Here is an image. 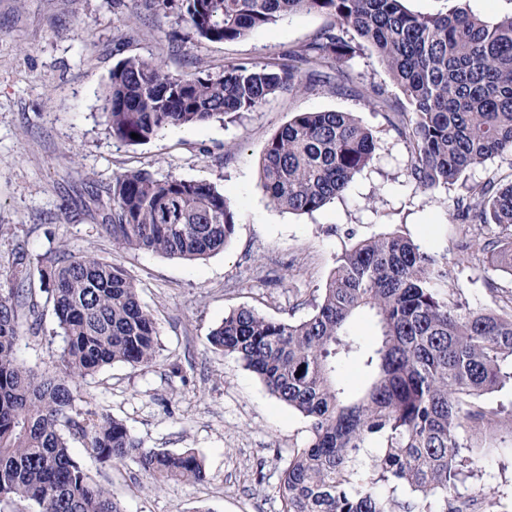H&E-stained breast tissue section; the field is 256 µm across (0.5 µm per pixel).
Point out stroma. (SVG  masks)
Masks as SVG:
<instances>
[{
    "label": "stroma",
    "instance_id": "obj_1",
    "mask_svg": "<svg viewBox=\"0 0 512 512\" xmlns=\"http://www.w3.org/2000/svg\"><path fill=\"white\" fill-rule=\"evenodd\" d=\"M136 0H0V274L16 244L34 256L60 244L90 249L125 267L139 299L157 321L159 353L148 368L123 363L86 377L73 412L122 420L146 447L193 451L206 477L149 489L131 461L104 463L70 436L73 457L121 503L124 512H280L277 485L293 449L309 437V420L272 395L243 364L208 342L213 328L241 307L300 321L312 311L337 255L358 241L391 232L428 251L447 252L451 288L476 309L512 308V277L482 278V261L464 249V228L444 205L407 176L408 151L382 113L353 93L321 88L280 94L238 118L171 127L144 144L112 138L104 99L120 60L152 56L175 74L198 68L221 73L247 59L263 66L289 46L333 23L332 15L300 12L236 42L197 38L180 20L179 4L127 17ZM182 39L184 54L170 50ZM300 112H352L376 131L372 164L345 193L319 210L274 207L260 185L268 140ZM147 169L214 184L238 214L224 250L187 261L116 250L104 228L106 191L115 174ZM45 312L38 331H24L17 357L36 374L59 372L63 346ZM500 447L480 459L465 491L512 496V423L502 422Z\"/></svg>",
    "mask_w": 512,
    "mask_h": 512
}]
</instances>
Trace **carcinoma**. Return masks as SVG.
I'll return each mask as SVG.
<instances>
[{
    "label": "carcinoma",
    "mask_w": 512,
    "mask_h": 512,
    "mask_svg": "<svg viewBox=\"0 0 512 512\" xmlns=\"http://www.w3.org/2000/svg\"><path fill=\"white\" fill-rule=\"evenodd\" d=\"M180 2L181 18L210 42L242 40L301 11H326L336 22L261 67L240 60L220 74L178 75L151 56L121 60L105 95L112 138L143 144L171 126L251 112L283 92H352L342 66L367 50L403 99L375 83L358 95L390 111L388 124L409 151L408 177L437 201L465 187L451 213L478 236L465 248L476 247L484 271L512 277V181H465L473 168L512 158V14L485 21L460 5L414 13L405 0ZM376 143L351 112H299L268 141L261 187L275 207L312 213L372 163ZM106 208L113 248L185 260L224 249L237 224L216 186L147 170L115 175ZM450 277L447 253L388 233L336 257L309 317L276 320L243 307L212 329L214 348L309 418L308 442L280 475V512H509L497 496L464 495L460 485L480 458L468 431H484L493 445L501 424L503 408L485 396L512 385V311L470 307ZM48 306L64 339L55 377L35 374L16 355L23 328L36 329ZM363 310L377 328L369 348L349 327ZM157 353L155 316L124 267L64 246L34 267L17 248L0 280V500H28L38 512H123L74 460L67 429L103 462L134 461L154 489L203 481L194 452L146 448L108 414H70L83 378L116 362L147 368ZM353 357L371 374L356 398L336 378Z\"/></svg>",
    "instance_id": "obj_1"
}]
</instances>
